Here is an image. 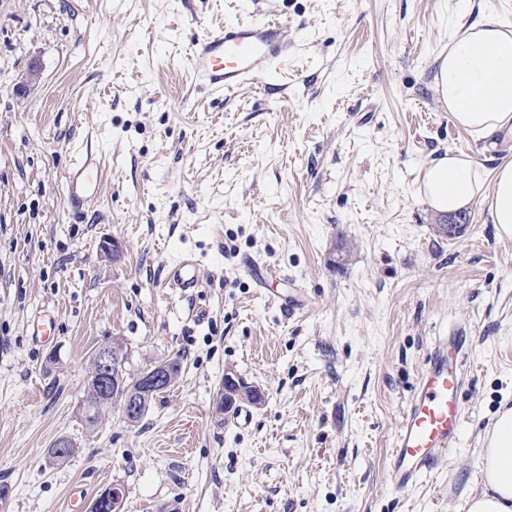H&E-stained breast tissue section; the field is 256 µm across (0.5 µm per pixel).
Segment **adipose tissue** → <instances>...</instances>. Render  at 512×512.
I'll return each mask as SVG.
<instances>
[{"mask_svg": "<svg viewBox=\"0 0 512 512\" xmlns=\"http://www.w3.org/2000/svg\"><path fill=\"white\" fill-rule=\"evenodd\" d=\"M435 91L455 124L472 134L512 133V33L491 19L458 28L439 56ZM421 191L442 213L489 194L492 223L512 236V159L488 178L474 156L445 152L426 167ZM481 472L484 488L470 498L468 512H512V410L494 422Z\"/></svg>", "mask_w": 512, "mask_h": 512, "instance_id": "ef3b65f1", "label": "adipose tissue"}]
</instances>
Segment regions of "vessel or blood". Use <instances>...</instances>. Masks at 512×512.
<instances>
[{
	"instance_id": "vessel-or-blood-1",
	"label": "vessel or blood",
	"mask_w": 512,
	"mask_h": 512,
	"mask_svg": "<svg viewBox=\"0 0 512 512\" xmlns=\"http://www.w3.org/2000/svg\"><path fill=\"white\" fill-rule=\"evenodd\" d=\"M291 47L287 20L228 21L223 29L197 37L193 68L201 85L230 92L253 83L259 70L281 69ZM102 178L98 154L82 153L65 177L69 206L83 209L91 204ZM169 280L181 291L194 290L199 284L197 262L180 258L171 265ZM465 358L466 338L460 330H450L434 344L415 394L403 410L390 451L388 481L394 492L411 490L456 449L461 421L458 392Z\"/></svg>"
}]
</instances>
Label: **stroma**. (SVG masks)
Masks as SVG:
<instances>
[{"instance_id": "stroma-1", "label": "stroma", "mask_w": 512, "mask_h": 512, "mask_svg": "<svg viewBox=\"0 0 512 512\" xmlns=\"http://www.w3.org/2000/svg\"><path fill=\"white\" fill-rule=\"evenodd\" d=\"M285 17V69L198 86L192 44ZM512 0H0V487L14 512H465L484 439L512 407V237L486 199L463 238L421 192L429 161L492 171L435 92L457 26ZM99 196L65 198L77 146ZM115 246L114 253L103 249ZM189 255L200 284L167 285ZM270 265L257 282L252 263ZM294 313H286L284 303ZM55 317L37 342L28 324ZM469 336L459 446L405 495L389 453L436 337ZM122 340L136 374L180 358L137 423L80 411L90 356ZM262 404L214 413L225 373ZM65 437L74 454L48 455Z\"/></svg>"}]
</instances>
